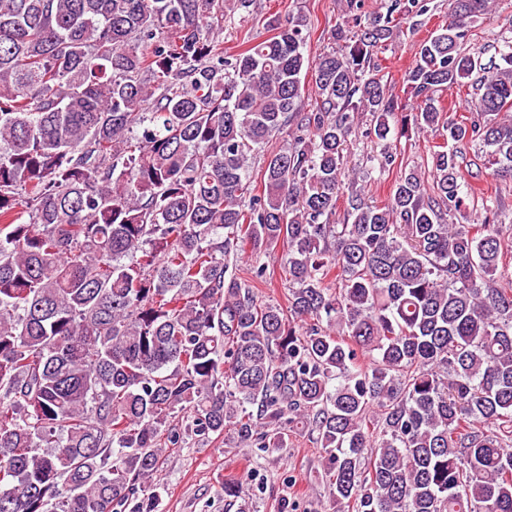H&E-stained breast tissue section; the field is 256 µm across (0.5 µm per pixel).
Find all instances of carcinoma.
I'll use <instances>...</instances> for the list:
<instances>
[{
  "label": "carcinoma",
  "instance_id": "carcinoma-1",
  "mask_svg": "<svg viewBox=\"0 0 512 512\" xmlns=\"http://www.w3.org/2000/svg\"><path fill=\"white\" fill-rule=\"evenodd\" d=\"M249 2L0 0V512H154L185 438L306 427L335 512H512V236L448 222L468 198L448 142L512 178V42L502 66L464 53L488 4L453 0L403 78L443 139L436 185L411 170L373 206L347 140L361 112L387 139L375 57L418 0L336 28L343 54L310 57L298 13L226 55ZM474 73L485 122L440 125L436 88ZM275 248L284 307L264 266L235 269Z\"/></svg>",
  "mask_w": 512,
  "mask_h": 512
}]
</instances>
